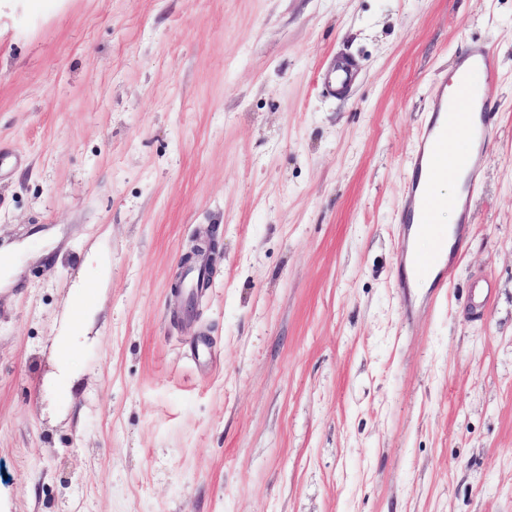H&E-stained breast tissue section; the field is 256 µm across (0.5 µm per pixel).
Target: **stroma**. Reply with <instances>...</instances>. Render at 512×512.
<instances>
[{"label": "stroma", "mask_w": 512, "mask_h": 512, "mask_svg": "<svg viewBox=\"0 0 512 512\" xmlns=\"http://www.w3.org/2000/svg\"><path fill=\"white\" fill-rule=\"evenodd\" d=\"M464 41L488 157L408 312L406 160ZM0 251V512H512V0H0Z\"/></svg>", "instance_id": "1"}]
</instances>
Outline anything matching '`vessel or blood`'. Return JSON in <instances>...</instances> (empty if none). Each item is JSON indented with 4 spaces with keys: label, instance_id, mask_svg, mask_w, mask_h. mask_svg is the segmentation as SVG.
Listing matches in <instances>:
<instances>
[{
    "label": "vessel or blood",
    "instance_id": "vessel-or-blood-1",
    "mask_svg": "<svg viewBox=\"0 0 512 512\" xmlns=\"http://www.w3.org/2000/svg\"><path fill=\"white\" fill-rule=\"evenodd\" d=\"M496 83V66L490 51L462 44L455 66L442 78V90L433 101L417 147L409 159L411 170L406 190L413 207L398 217L405 229H421L431 224L442 204L429 190L432 178L448 170L465 171L466 178L455 205L457 239H464L473 224L471 198L484 167L485 145L490 130L488 101ZM459 252L438 246L431 253L416 255L409 249L399 254L398 286L409 291L423 275H431L433 289L447 287L458 264Z\"/></svg>",
    "mask_w": 512,
    "mask_h": 512
}]
</instances>
